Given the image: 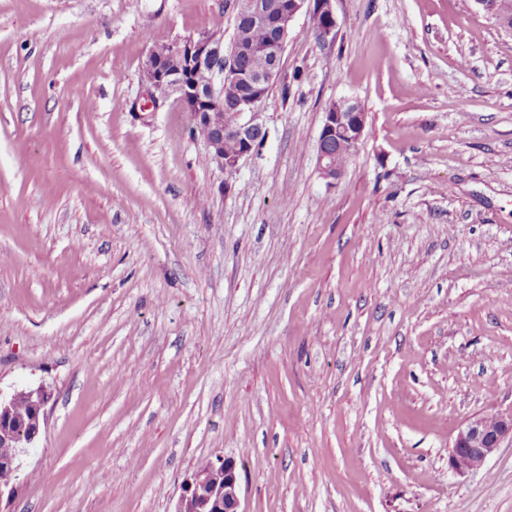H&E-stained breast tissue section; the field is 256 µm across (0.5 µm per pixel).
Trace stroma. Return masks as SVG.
Instances as JSON below:
<instances>
[{"label": "stroma", "mask_w": 512, "mask_h": 512, "mask_svg": "<svg viewBox=\"0 0 512 512\" xmlns=\"http://www.w3.org/2000/svg\"><path fill=\"white\" fill-rule=\"evenodd\" d=\"M334 5L227 173L137 99L155 43L232 40L233 0H0V390L53 394L0 512H176L219 457L242 512H512V445L448 470L512 408V33ZM342 98L369 134L330 186ZM324 114V123L319 136L318 164L322 178L327 183L333 184L342 177L344 171V168L336 162L348 164L358 147H351L348 144L336 145L335 159L334 145L343 139L355 143L360 141L363 134L368 132L367 120L366 113L359 112V103L352 99L340 100L336 106ZM505 442L512 445V408L469 417L457 429L449 448L448 470L459 476L477 471Z\"/></svg>", "instance_id": "stroma-1"}]
</instances>
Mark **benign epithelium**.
Returning <instances> with one entry per match:
<instances>
[{
    "instance_id": "1",
    "label": "benign epithelium",
    "mask_w": 512,
    "mask_h": 512,
    "mask_svg": "<svg viewBox=\"0 0 512 512\" xmlns=\"http://www.w3.org/2000/svg\"><path fill=\"white\" fill-rule=\"evenodd\" d=\"M335 0H235L237 14L265 24L274 19L278 38L265 51L266 63L253 71L238 69L236 60L248 55L251 49L235 46L229 57H224V39L215 35L157 42L149 50L144 68L150 70L155 81L170 88V96L189 111L191 121L208 128L204 139L207 157L222 171L232 172L244 158L254 152V145L265 132L259 122V106L266 87L273 83L280 70L281 56L296 15L303 9L317 10L329 20L320 31V40L335 39ZM212 71L210 84L202 88L187 81V74L195 69ZM246 85L249 93L237 99L236 114L232 119L224 114V95L238 94L237 87ZM367 124L366 113L359 111V103L343 99L325 113L319 136V171L329 184L335 183L344 168L336 164L334 145L347 139L358 142ZM236 141L240 150L235 155H224V140ZM51 390L40 385L17 390L8 396L0 394V447L15 448L17 452L1 462L13 466L24 453L40 440L46 425L45 407ZM24 401L31 407V416L24 425H18L15 409ZM512 444V409L491 415H474L457 429L448 451V470L465 476L481 469L486 461L504 443ZM176 512H240L239 473L236 463L224 458L209 462L196 470L183 485Z\"/></svg>"
}]
</instances>
